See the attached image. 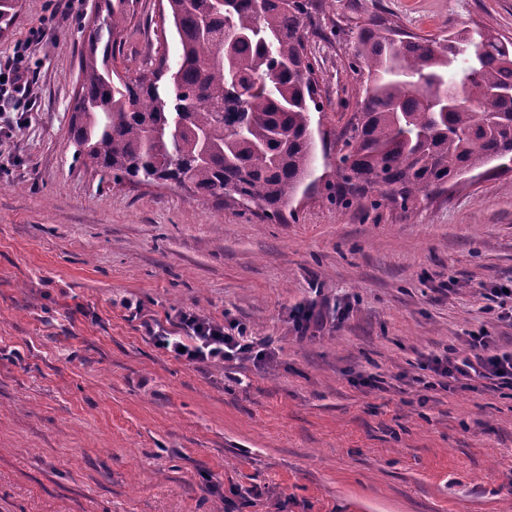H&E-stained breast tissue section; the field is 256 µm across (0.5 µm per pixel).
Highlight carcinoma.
<instances>
[{"mask_svg":"<svg viewBox=\"0 0 512 512\" xmlns=\"http://www.w3.org/2000/svg\"><path fill=\"white\" fill-rule=\"evenodd\" d=\"M134 0H101L80 60L70 138L117 181L173 182L196 200L231 192L277 219L315 171L319 110L302 30L309 0H166L179 51L155 83L115 66ZM16 0H0V33ZM350 68L358 112L340 133L341 207L409 209L464 174L512 161V42L490 31L441 37L375 24L358 31Z\"/></svg>","mask_w":512,"mask_h":512,"instance_id":"1","label":"carcinoma"}]
</instances>
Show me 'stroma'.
<instances>
[{
  "instance_id": "stroma-1",
  "label": "stroma",
  "mask_w": 512,
  "mask_h": 512,
  "mask_svg": "<svg viewBox=\"0 0 512 512\" xmlns=\"http://www.w3.org/2000/svg\"><path fill=\"white\" fill-rule=\"evenodd\" d=\"M313 2L320 173L359 97L349 30L512 39V0ZM134 8L133 73L177 52L164 0ZM96 16L97 0H20L0 35V61L24 53L34 73L32 103L0 113V512H512V388L447 392L427 367L473 332L512 350L488 298L512 284V171L407 212L341 208L319 188L279 220L114 181L69 135ZM126 299L161 321L243 323L271 357L198 368L146 337ZM312 306L325 320L309 338Z\"/></svg>"
}]
</instances>
